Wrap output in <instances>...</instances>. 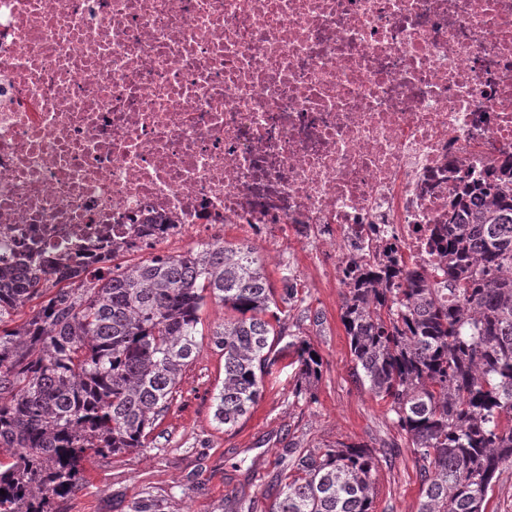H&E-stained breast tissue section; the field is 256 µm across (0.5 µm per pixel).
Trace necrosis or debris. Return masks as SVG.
Returning <instances> with one entry per match:
<instances>
[{
    "label": "necrosis or debris",
    "mask_w": 512,
    "mask_h": 512,
    "mask_svg": "<svg viewBox=\"0 0 512 512\" xmlns=\"http://www.w3.org/2000/svg\"><path fill=\"white\" fill-rule=\"evenodd\" d=\"M512 154V0H0V267L226 224L430 264Z\"/></svg>",
    "instance_id": "obj_1"
}]
</instances>
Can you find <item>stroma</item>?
Wrapping results in <instances>:
<instances>
[{
	"mask_svg": "<svg viewBox=\"0 0 512 512\" xmlns=\"http://www.w3.org/2000/svg\"><path fill=\"white\" fill-rule=\"evenodd\" d=\"M219 239L252 245L272 283H279L284 268L295 276L298 297L287 324L322 358L313 399L294 397L291 370L274 373L247 419L224 430L213 417L224 359L210 338H203L170 411L145 447L90 456L79 486L69 495L52 497V512H129L132 502L148 493L165 499V512H224L225 502L234 498L249 503L253 512H269L279 490L284 449L304 451L339 442L377 450L375 512H417L419 465L386 405L351 374L349 339L341 321L345 288L331 273L341 238L321 239L285 224L256 229L228 224Z\"/></svg>",
	"mask_w": 512,
	"mask_h": 512,
	"instance_id": "stroma-1",
	"label": "stroma"
}]
</instances>
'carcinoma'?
I'll list each match as a JSON object with an SVG mask.
<instances>
[{"instance_id":"1","label":"carcinoma","mask_w":512,"mask_h":512,"mask_svg":"<svg viewBox=\"0 0 512 512\" xmlns=\"http://www.w3.org/2000/svg\"><path fill=\"white\" fill-rule=\"evenodd\" d=\"M432 245L437 263L402 256L351 261L341 320L353 375L389 406L422 477L418 512H487L512 467V159L487 186L466 188ZM51 257L0 270V512H51L92 455L145 446L198 354L208 298L224 305L212 343L224 356L214 418L251 413L265 379L294 354V396L321 362L287 335L297 298L283 269L274 288L249 244L220 241L151 256L51 291ZM29 317L20 309L47 293ZM269 512H374L379 459L365 444L285 449ZM130 512H163L151 495Z\"/></svg>"}]
</instances>
